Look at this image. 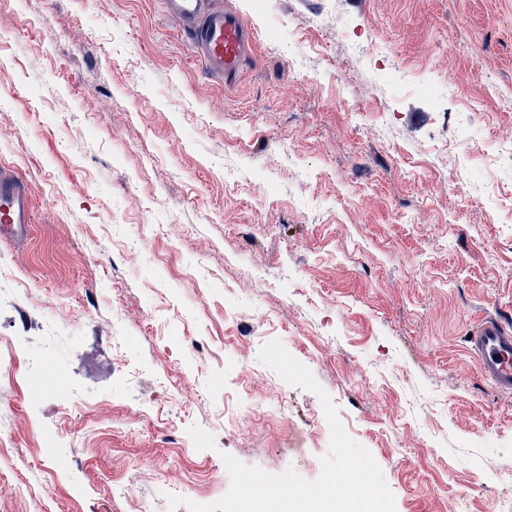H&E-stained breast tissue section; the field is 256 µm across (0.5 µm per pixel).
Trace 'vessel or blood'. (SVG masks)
Returning a JSON list of instances; mask_svg holds the SVG:
<instances>
[{
	"label": "vessel or blood",
	"instance_id": "b4317fda",
	"mask_svg": "<svg viewBox=\"0 0 512 512\" xmlns=\"http://www.w3.org/2000/svg\"><path fill=\"white\" fill-rule=\"evenodd\" d=\"M163 4L190 29L196 54L211 74L227 81L241 75L250 49V26L240 12L215 8L212 0H163ZM32 222L26 179L0 169V237L24 240ZM470 343L481 375L500 391L511 393L512 322H481Z\"/></svg>",
	"mask_w": 512,
	"mask_h": 512
}]
</instances>
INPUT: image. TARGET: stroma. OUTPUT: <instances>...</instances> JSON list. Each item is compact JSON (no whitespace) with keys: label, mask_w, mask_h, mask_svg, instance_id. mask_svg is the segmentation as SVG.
I'll return each mask as SVG.
<instances>
[{"label":"stroma","mask_w":512,"mask_h":512,"mask_svg":"<svg viewBox=\"0 0 512 512\" xmlns=\"http://www.w3.org/2000/svg\"><path fill=\"white\" fill-rule=\"evenodd\" d=\"M214 4L253 32L229 85L161 0H0L34 219L0 239V512H187L226 453L317 479L323 407L274 339L396 512H501L512 395L468 335L512 318V0Z\"/></svg>","instance_id":"obj_1"}]
</instances>
